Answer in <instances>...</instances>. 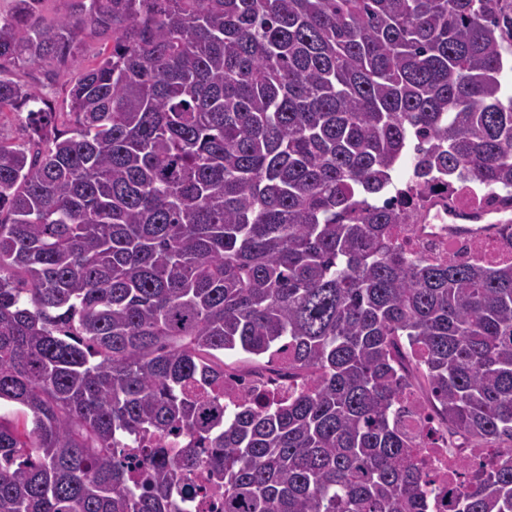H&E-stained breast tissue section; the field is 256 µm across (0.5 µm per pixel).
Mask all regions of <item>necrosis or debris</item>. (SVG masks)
Here are the masks:
<instances>
[{
  "instance_id": "1",
  "label": "necrosis or debris",
  "mask_w": 512,
  "mask_h": 512,
  "mask_svg": "<svg viewBox=\"0 0 512 512\" xmlns=\"http://www.w3.org/2000/svg\"><path fill=\"white\" fill-rule=\"evenodd\" d=\"M414 188L419 191L417 207L424 218L403 225L401 233L417 254L431 260L449 256L487 262L512 259V236L497 233L495 226L461 235L448 222L449 215L461 211H482L491 216L511 211L512 200L476 181L449 186L444 176L420 189L410 174L401 181L399 190L405 193ZM294 383L287 356L280 353L268 362L263 374L225 377L224 397L231 401L263 393L281 399ZM495 454V449L473 448L459 441L451 446L443 441L427 444L422 456L429 475L426 500L430 512H448L447 494L463 485L467 467L482 466Z\"/></svg>"
}]
</instances>
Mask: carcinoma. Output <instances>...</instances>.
<instances>
[{
    "instance_id": "obj_1",
    "label": "carcinoma",
    "mask_w": 512,
    "mask_h": 512,
    "mask_svg": "<svg viewBox=\"0 0 512 512\" xmlns=\"http://www.w3.org/2000/svg\"><path fill=\"white\" fill-rule=\"evenodd\" d=\"M39 2L0 14V512H426L407 386L498 450L454 512H512V261L431 262L377 204L416 138L418 179L512 191V0ZM278 348L318 383L225 406V354ZM70 10V0H42L37 5L35 18L41 23H49L67 15ZM112 46V33L94 34L85 32L76 43V57L82 66L93 65L99 54ZM5 67L18 80L39 89L58 111H68L69 87L62 79L55 77L56 63L49 61L38 68L6 63ZM20 114L3 109L0 112V133L4 138L16 144H25L28 140L27 130V112H19Z\"/></svg>"
}]
</instances>
